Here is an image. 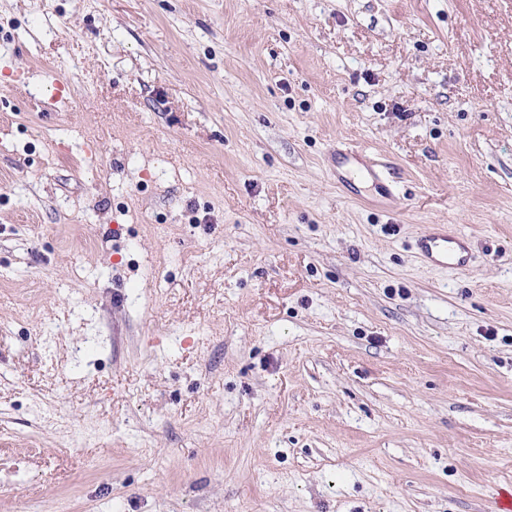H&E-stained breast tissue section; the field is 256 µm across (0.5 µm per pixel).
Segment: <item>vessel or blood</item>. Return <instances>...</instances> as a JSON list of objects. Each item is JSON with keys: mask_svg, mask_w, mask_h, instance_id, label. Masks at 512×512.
Here are the masks:
<instances>
[{"mask_svg": "<svg viewBox=\"0 0 512 512\" xmlns=\"http://www.w3.org/2000/svg\"><path fill=\"white\" fill-rule=\"evenodd\" d=\"M329 170L337 185H372L380 196V204L390 207L395 197L388 169L360 147L333 149L328 157ZM418 256L427 264L453 270L465 269L471 259L465 237L449 231L447 225H430L417 239Z\"/></svg>", "mask_w": 512, "mask_h": 512, "instance_id": "vessel-or-blood-1", "label": "vessel or blood"}]
</instances>
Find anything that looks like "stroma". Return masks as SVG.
Segmentation results:
<instances>
[{
  "label": "stroma",
  "instance_id": "35a3bbf8",
  "mask_svg": "<svg viewBox=\"0 0 512 512\" xmlns=\"http://www.w3.org/2000/svg\"><path fill=\"white\" fill-rule=\"evenodd\" d=\"M433 224L467 270L415 253ZM503 485L512 0H0V512ZM329 171L336 179V184L354 189V183L371 184L381 197L378 203L390 208L394 200V185L390 180L386 166L370 157L369 153L360 147L341 148L336 145L328 157Z\"/></svg>",
  "mask_w": 512,
  "mask_h": 512
}]
</instances>
